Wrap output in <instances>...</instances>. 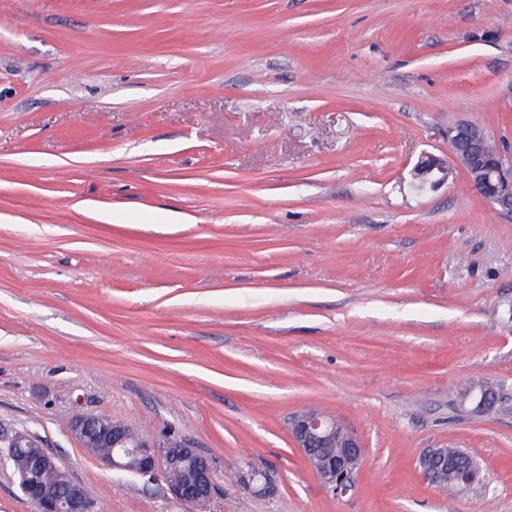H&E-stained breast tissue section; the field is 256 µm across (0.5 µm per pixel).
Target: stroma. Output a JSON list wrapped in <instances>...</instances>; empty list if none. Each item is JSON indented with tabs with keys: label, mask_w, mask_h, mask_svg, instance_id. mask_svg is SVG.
Wrapping results in <instances>:
<instances>
[{
	"label": "stroma",
	"mask_w": 512,
	"mask_h": 512,
	"mask_svg": "<svg viewBox=\"0 0 512 512\" xmlns=\"http://www.w3.org/2000/svg\"><path fill=\"white\" fill-rule=\"evenodd\" d=\"M461 122L512 151V0H0V425L101 512L189 510L82 412L193 442L206 512H512V216L412 185ZM305 408L358 434L354 493ZM430 448L484 483L438 491ZM289 432L296 448L306 460L314 459L324 449L314 472L324 492L332 497H344L355 489L361 467L363 448L358 437L336 418L314 409L295 414ZM458 448H430L423 452L418 458V469L428 482L433 479L438 470L448 465V456H458ZM238 481V485L254 493L271 495L277 490L271 478L265 472L256 469L241 471Z\"/></svg>",
	"instance_id": "35a3bbf8"
}]
</instances>
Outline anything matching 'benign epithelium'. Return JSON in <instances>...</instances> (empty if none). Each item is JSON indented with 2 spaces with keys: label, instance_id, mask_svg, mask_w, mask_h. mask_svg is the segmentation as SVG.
Masks as SVG:
<instances>
[{
  "label": "benign epithelium",
  "instance_id": "benign-epithelium-1",
  "mask_svg": "<svg viewBox=\"0 0 512 512\" xmlns=\"http://www.w3.org/2000/svg\"><path fill=\"white\" fill-rule=\"evenodd\" d=\"M490 136L478 124L459 123L448 128L451 158L428 155L414 167L417 188H432L448 181L452 164L464 168L472 186L506 214L512 215V156L499 148L485 149ZM71 432L84 448L106 466L125 471V459L137 463V472L148 478L163 472L166 466L183 458H194L196 466L188 479L168 482L172 495L180 502L203 506L215 489V473L208 458L190 441L178 445L144 437L133 428L109 418L79 414L71 422ZM289 432L296 448L305 459L320 456L315 472L324 492L332 497H344L355 489L361 467L363 448L358 437L336 418L314 409L295 414ZM0 444L7 455L15 459L18 486L23 495L37 506V512H95V504L87 489L74 481L43 448L38 436L26 431L0 429ZM448 463V449L429 448L418 458V469L427 481ZM55 475L53 484L43 481V475ZM244 489L271 495L276 487L264 472L249 469L238 475Z\"/></svg>",
  "mask_w": 512,
  "mask_h": 512
}]
</instances>
